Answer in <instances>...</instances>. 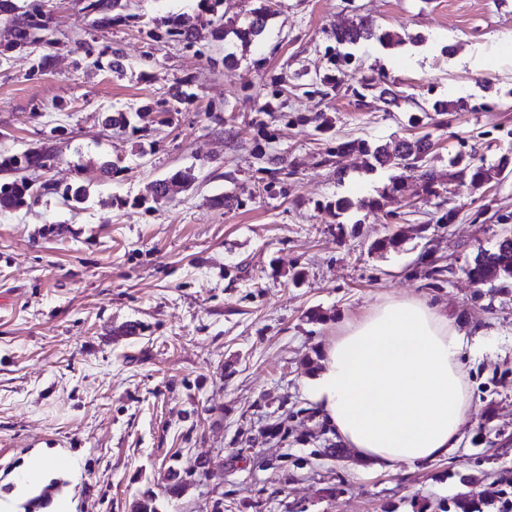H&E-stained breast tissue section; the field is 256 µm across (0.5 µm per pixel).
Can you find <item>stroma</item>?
<instances>
[{"label":"stroma","mask_w":512,"mask_h":512,"mask_svg":"<svg viewBox=\"0 0 512 512\" xmlns=\"http://www.w3.org/2000/svg\"><path fill=\"white\" fill-rule=\"evenodd\" d=\"M38 2L46 27L25 48H6L0 15V156L57 155L26 173L49 186L38 201L0 211V496L13 512H29L15 470L46 454L66 462L50 482L71 512H128L148 492L161 512H451L460 493L512 512V294L465 274L512 230V175L448 181L455 155L488 168L512 156V0H272L251 39L236 31L258 0H120L107 28L89 0ZM362 17L400 43L337 44ZM172 19L194 39L169 36ZM364 79L395 102L356 97ZM119 112L127 123H107ZM426 134L440 195L423 204L385 191L395 178L418 189L417 170L336 155L345 140ZM178 173L190 183L156 199ZM79 182L89 196L74 206L62 192ZM393 234L397 247L373 250ZM411 296L465 331L472 411L448 456L363 471L307 381L345 321ZM171 468L186 489L166 499Z\"/></svg>","instance_id":"obj_1"}]
</instances>
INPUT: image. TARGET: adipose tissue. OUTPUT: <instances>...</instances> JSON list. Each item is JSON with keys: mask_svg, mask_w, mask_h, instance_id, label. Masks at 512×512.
Returning a JSON list of instances; mask_svg holds the SVG:
<instances>
[{"mask_svg": "<svg viewBox=\"0 0 512 512\" xmlns=\"http://www.w3.org/2000/svg\"><path fill=\"white\" fill-rule=\"evenodd\" d=\"M465 334L424 298H387L324 346L307 394L361 469L447 456L471 408Z\"/></svg>", "mask_w": 512, "mask_h": 512, "instance_id": "ef3b65f1", "label": "adipose tissue"}]
</instances>
